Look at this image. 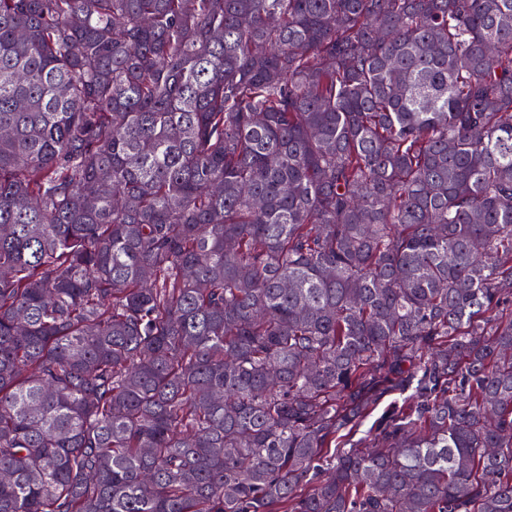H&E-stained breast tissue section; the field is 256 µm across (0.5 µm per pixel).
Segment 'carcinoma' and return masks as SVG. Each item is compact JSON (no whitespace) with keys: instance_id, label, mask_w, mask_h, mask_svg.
<instances>
[{"instance_id":"1","label":"carcinoma","mask_w":512,"mask_h":512,"mask_svg":"<svg viewBox=\"0 0 512 512\" xmlns=\"http://www.w3.org/2000/svg\"><path fill=\"white\" fill-rule=\"evenodd\" d=\"M2 472L512 512V0H0Z\"/></svg>"}]
</instances>
